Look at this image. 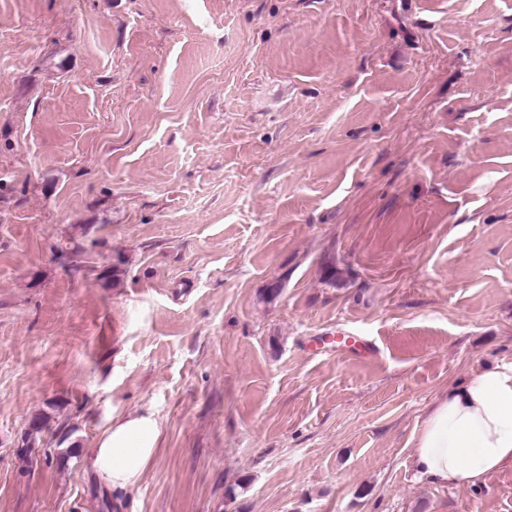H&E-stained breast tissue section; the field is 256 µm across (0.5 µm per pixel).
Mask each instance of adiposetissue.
<instances>
[{"mask_svg": "<svg viewBox=\"0 0 512 512\" xmlns=\"http://www.w3.org/2000/svg\"><path fill=\"white\" fill-rule=\"evenodd\" d=\"M159 428L148 415L113 420L89 457L109 486L137 484L157 450ZM512 464V365L474 373L437 397L415 436L418 479L477 484Z\"/></svg>", "mask_w": 512, "mask_h": 512, "instance_id": "adipose-tissue-1", "label": "adipose tissue"}]
</instances>
